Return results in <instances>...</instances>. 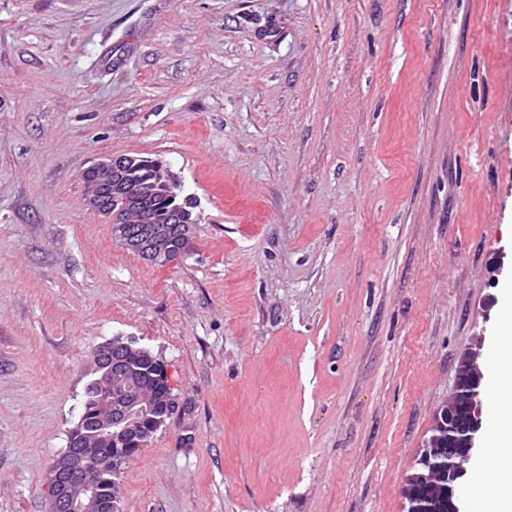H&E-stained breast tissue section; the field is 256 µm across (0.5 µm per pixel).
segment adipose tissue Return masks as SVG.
<instances>
[{
	"label": "adipose tissue",
	"instance_id": "1",
	"mask_svg": "<svg viewBox=\"0 0 512 512\" xmlns=\"http://www.w3.org/2000/svg\"><path fill=\"white\" fill-rule=\"evenodd\" d=\"M488 365L493 405L482 464L496 471L498 481L491 494L475 496L474 501L479 512H512V297L504 302Z\"/></svg>",
	"mask_w": 512,
	"mask_h": 512
}]
</instances>
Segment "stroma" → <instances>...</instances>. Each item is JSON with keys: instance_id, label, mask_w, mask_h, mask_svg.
<instances>
[{"instance_id": "1", "label": "stroma", "mask_w": 512, "mask_h": 512, "mask_svg": "<svg viewBox=\"0 0 512 512\" xmlns=\"http://www.w3.org/2000/svg\"><path fill=\"white\" fill-rule=\"evenodd\" d=\"M159 154L193 249L84 170ZM512 285V0H0V512H49L93 349L176 408L121 512H404ZM134 157L114 156L94 163L86 169L90 172L89 203L96 211L112 220V235L125 250L163 266L171 265L182 259L184 252L188 253L191 250L192 229L194 224H197V218L192 217V210L185 200L177 205L173 200L180 195L181 185L177 181L166 175H161L156 181H141L132 177L134 169L136 177L144 180L153 178L163 170L170 172L166 161L158 155ZM161 188L169 196L164 193L158 194L163 192ZM151 198L153 200H149ZM147 200L149 201L146 202ZM144 205L145 216L151 222H131L132 217L141 214ZM175 205L178 211L175 228L183 241L182 251H174L171 234L165 229H170L174 224ZM178 236L173 235L176 248L181 246Z\"/></svg>"}]
</instances>
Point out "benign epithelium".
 <instances>
[{
    "instance_id": "1",
    "label": "benign epithelium",
    "mask_w": 512,
    "mask_h": 512,
    "mask_svg": "<svg viewBox=\"0 0 512 512\" xmlns=\"http://www.w3.org/2000/svg\"><path fill=\"white\" fill-rule=\"evenodd\" d=\"M134 157L120 155L92 164L90 205L112 220V235L130 253L163 266L183 258L192 248L197 218L187 203L177 204L176 251L164 227L132 222L147 200L165 191L176 199L180 184L163 175L156 181L132 177ZM96 403L105 418L80 416L67 448L56 455L48 471L51 512H119L118 498L103 495L86 469L101 462L117 476L166 421L154 397L156 377H166L160 361L133 340L117 337L93 351ZM482 372L475 361L464 359L456 371L453 397L440 408L430 435L422 445L418 467L407 479V512H460L466 464L482 428Z\"/></svg>"
}]
</instances>
